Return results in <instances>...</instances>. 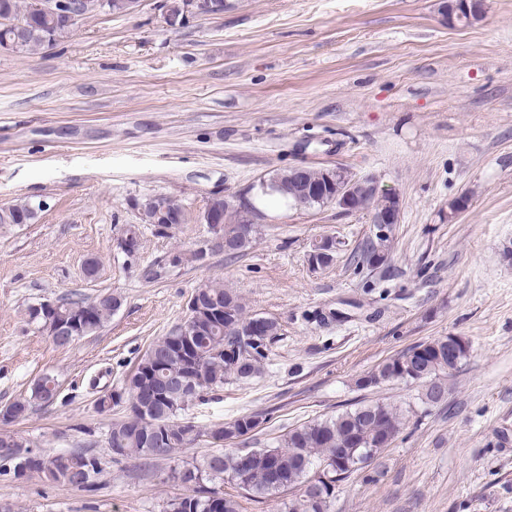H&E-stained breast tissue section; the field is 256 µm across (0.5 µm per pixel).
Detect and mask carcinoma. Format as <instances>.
I'll list each match as a JSON object with an SVG mask.
<instances>
[{
	"mask_svg": "<svg viewBox=\"0 0 512 512\" xmlns=\"http://www.w3.org/2000/svg\"><path fill=\"white\" fill-rule=\"evenodd\" d=\"M21 23L26 34L18 48L21 54H34L44 46L67 37L74 27L49 14L28 16V5L22 0H0V41L11 37V24ZM324 169L308 168L303 176L292 170L274 171L262 193L281 196L284 205L293 208L306 190L307 184L324 181ZM39 212L30 200L0 205V224H33ZM243 216L233 206H224V238L229 247L224 254L236 257L245 254L254 239L238 235ZM392 235L371 242L367 261L373 265L386 262ZM203 305L208 308L231 305L238 314L237 324L211 321L201 314L194 321V336L186 341L175 331L152 344L134 372L118 390L105 391L98 398L97 409L107 412L123 399H136L139 412L112 422L107 434L109 448L118 447L123 458L162 459L173 462L167 479L191 488V493L167 502L163 512H243L241 502L224 493V482L236 485L248 499L280 500L282 512H330L336 483L364 466L354 460L361 448H374L380 453L389 447L406 422V411L385 402L363 404L334 417L314 420L288 432L275 446L254 448L245 465H240V451L224 449L200 459L184 461L175 453L189 448L207 437L214 444L230 436L245 435L258 425V415H242L231 421L215 423L202 429L181 415L185 405L202 400L206 395L224 388L228 380H248L259 376L268 359L270 343L279 335V324L265 318L262 335L242 357L226 354L224 341L230 333L249 327L252 316L246 313L241 298L221 284H206L202 292ZM59 312L82 321L94 332L110 319L117 309L114 296L102 294L92 301L71 294L57 299ZM450 336H439L411 346L382 362L367 376L358 380L360 386L385 382L418 383L422 386L420 401L429 407L445 400L448 377L468 357L469 348L455 347L454 360H448ZM193 361V385L179 391L174 379ZM58 380L45 373L38 377L28 396L0 408V422L8 424L28 414L37 403H50L58 394ZM345 448L352 456L343 458L344 466L335 471L318 472L319 467L336 461ZM13 467V474L23 478L40 473L47 479L63 482L74 488L87 489L101 473L99 460L84 448L34 454L25 451ZM299 494L288 499L282 495L291 489Z\"/></svg>",
	"mask_w": 512,
	"mask_h": 512,
	"instance_id": "obj_1",
	"label": "carcinoma"
}]
</instances>
